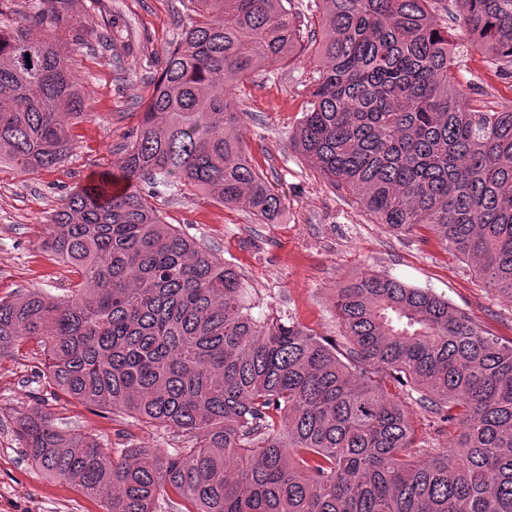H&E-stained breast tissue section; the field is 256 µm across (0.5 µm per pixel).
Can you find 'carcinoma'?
Here are the masks:
<instances>
[{
  "label": "carcinoma",
  "instance_id": "1",
  "mask_svg": "<svg viewBox=\"0 0 512 512\" xmlns=\"http://www.w3.org/2000/svg\"><path fill=\"white\" fill-rule=\"evenodd\" d=\"M0 29V159L60 163L86 100L48 28L70 0ZM118 167L74 192L43 247L79 276L66 298H0V358L26 342L61 396L186 446L110 455L32 408L27 458L106 512H512V342L447 298L366 273L336 293L340 340L261 320L238 273L162 222L139 184L160 177L272 223L283 202L236 134L240 83L316 43L294 150L375 223L431 230L512 297V108L459 90L437 0H189ZM466 44L512 70V0H450ZM456 443L420 441L405 399Z\"/></svg>",
  "mask_w": 512,
  "mask_h": 512
}]
</instances>
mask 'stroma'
<instances>
[{"mask_svg": "<svg viewBox=\"0 0 512 512\" xmlns=\"http://www.w3.org/2000/svg\"><path fill=\"white\" fill-rule=\"evenodd\" d=\"M187 0H71L52 34L73 53L86 95V119L69 122L70 150L35 174L0 161V297L36 289L59 297L78 276L44 251L45 227L67 195L115 168L131 142L166 51L180 39ZM468 96L487 109L512 106V74L478 51L462 58ZM313 76L309 53L290 65L258 69L239 89L245 115L237 129L258 171L284 207L261 224L244 206H224L200 190L145 181L164 223L223 258L243 278L257 317L291 316L322 336L339 333L338 288L368 272L393 276L448 298L481 326L512 339V297L480 277L433 233H397L374 223L347 191L335 188L290 146ZM39 407L64 431L97 434L111 455L124 448H177L175 434L136 425L59 397L34 345L0 359V512H105L76 484L31 465L14 433L17 411Z\"/></svg>", "mask_w": 512, "mask_h": 512, "instance_id": "1", "label": "stroma"}]
</instances>
